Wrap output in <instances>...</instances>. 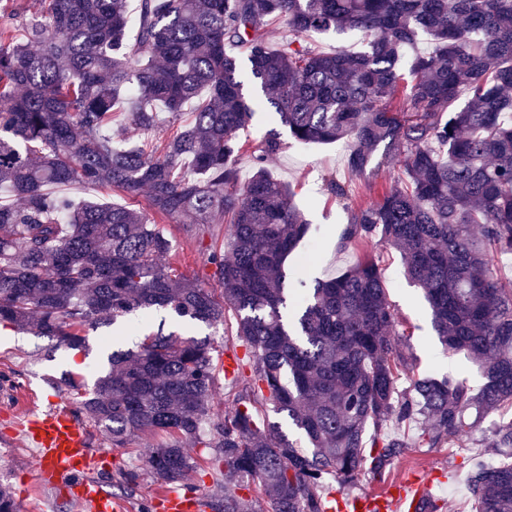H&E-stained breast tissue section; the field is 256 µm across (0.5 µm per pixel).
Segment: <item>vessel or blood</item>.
I'll use <instances>...</instances> for the list:
<instances>
[{
	"label": "vessel or blood",
	"instance_id": "vessel-or-blood-1",
	"mask_svg": "<svg viewBox=\"0 0 512 512\" xmlns=\"http://www.w3.org/2000/svg\"><path fill=\"white\" fill-rule=\"evenodd\" d=\"M24 436L36 448L38 475L47 486L67 485L72 503L82 512H117L119 505L100 482L92 478L93 455L85 427L69 414L55 409L29 412ZM429 487L400 493L396 512H422Z\"/></svg>",
	"mask_w": 512,
	"mask_h": 512
}]
</instances>
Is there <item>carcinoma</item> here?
<instances>
[{
  "mask_svg": "<svg viewBox=\"0 0 512 512\" xmlns=\"http://www.w3.org/2000/svg\"><path fill=\"white\" fill-rule=\"evenodd\" d=\"M40 3L23 37L0 33V187L14 197L0 202V322L79 348L87 330L133 314L216 325L230 311L243 349L219 423L207 341L158 331L111 352L77 413L112 446L159 438L146 467L165 485L206 460L220 512H336L333 483L380 478L407 447L388 423H427L438 448L512 411V275L493 261L512 255V0ZM281 21L288 36L274 43ZM330 30H358L368 48L325 53L304 39ZM422 33L433 50L414 52ZM159 107L192 116L148 150L130 130L154 129ZM257 112L301 144L346 141L355 176L380 149L399 162L400 185L352 212L340 248L377 237L398 251L438 342L482 370L479 389L419 375L398 396L415 359L373 252L287 286L309 224L268 169L277 134L249 151L238 141ZM74 183L145 193L150 212L60 192ZM155 215L227 225L208 271L163 263ZM489 445L512 448V419L492 421ZM467 484L475 512H512L511 462L472 457Z\"/></svg>",
  "mask_w": 512,
  "mask_h": 512,
  "instance_id": "obj_1",
  "label": "carcinoma"
}]
</instances>
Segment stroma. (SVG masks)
<instances>
[{
  "mask_svg": "<svg viewBox=\"0 0 512 512\" xmlns=\"http://www.w3.org/2000/svg\"><path fill=\"white\" fill-rule=\"evenodd\" d=\"M346 153L347 147L341 141L309 145L289 142L269 162L274 176L291 185L294 201L310 224L307 238L288 258L289 269L303 270L310 281L337 276L360 258V250L340 247L350 213L376 201L393 185L397 175L396 165L384 159L366 174L351 176L345 167ZM332 178L356 184L358 193L336 197L328 189ZM163 227L171 241L168 262L190 276L204 272L210 246L224 242L225 227L221 224L202 237L196 235L188 217L164 221ZM383 268L387 296L400 321L399 330L407 336L416 359L415 373H449L467 380L471 386H480L483 379L472 362L464 355L443 352L432 330L423 293L405 279L398 253L384 251ZM160 326L184 339L208 341L213 360L219 365L226 352L238 345L235 319L215 327L200 322L177 325L164 311L154 312L147 323L119 335L110 325L88 331V346L84 349L60 346L34 331H20L0 323V483L11 486L18 512H71L66 495L42 488L36 481L37 453L25 445L18 430L19 420L31 407L30 396L51 395L57 408L76 411L77 398L69 387L60 384L61 374H71L85 385H92L113 346L132 347ZM89 434L93 451L109 453L108 459L94 469L93 476L119 503L121 512H164L156 505L162 492L160 484L145 466L155 445L154 437L137 433L129 437L124 447L116 448L98 428H90ZM418 434V427L406 428L408 446L400 460L380 478L363 471L346 487L345 496L379 499L397 487L428 477L432 480V495L443 504L442 512H470L464 459L479 454L494 463L502 459V451L488 447L487 434L479 431L442 448L419 443ZM131 469L138 472L139 478L134 492L128 493L123 488V475Z\"/></svg>",
  "mask_w": 512,
  "mask_h": 512,
  "instance_id": "stroma-1",
  "label": "stroma"
}]
</instances>
